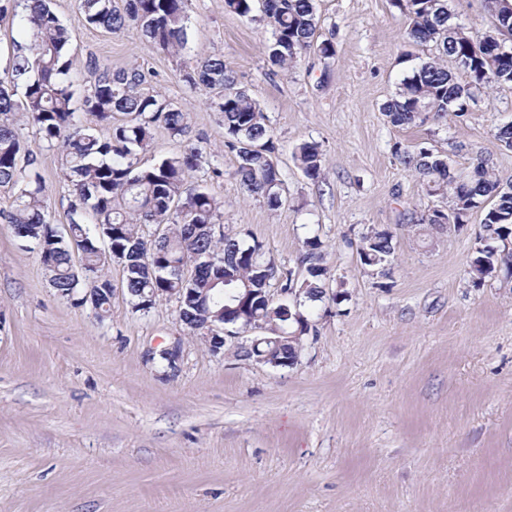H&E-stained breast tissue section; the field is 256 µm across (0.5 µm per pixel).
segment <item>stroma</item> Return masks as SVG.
I'll return each instance as SVG.
<instances>
[{
	"label": "stroma",
	"instance_id": "stroma-1",
	"mask_svg": "<svg viewBox=\"0 0 512 512\" xmlns=\"http://www.w3.org/2000/svg\"><path fill=\"white\" fill-rule=\"evenodd\" d=\"M51 6L79 59L140 67L187 112L186 135L156 128L140 165L188 142L211 148L189 182L221 197L227 229L260 243L293 284L318 237L326 293L307 303L314 328L286 368L241 359L231 341L215 353L185 337L175 300L135 310L116 264L99 319L83 290L51 288L37 250L4 220L12 197L0 190V512H512V279L472 283L480 213L460 227L420 224L441 201L394 153L426 147L467 172L484 151L512 183V150L494 138L512 122V86L474 92L461 117L391 125L385 105L434 54L408 42L393 0H316L315 39L335 54L311 50L286 70L267 60L260 11L242 17L224 0H188L179 58L134 29L87 26L74 0ZM213 53L268 117L278 210L244 192L220 114L182 80L181 68ZM16 131L37 151L65 230L57 156L31 125ZM304 142L323 151L322 181L293 159ZM372 228L393 234L384 276L360 265ZM177 340L170 368L160 353Z\"/></svg>",
	"mask_w": 512,
	"mask_h": 512
}]
</instances>
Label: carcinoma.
<instances>
[{"label": "carcinoma", "mask_w": 512, "mask_h": 512, "mask_svg": "<svg viewBox=\"0 0 512 512\" xmlns=\"http://www.w3.org/2000/svg\"><path fill=\"white\" fill-rule=\"evenodd\" d=\"M188 0H75L86 24L110 32L134 28L159 49L175 56L185 53L189 42ZM256 0H224V10L250 15ZM263 20L270 27L266 55L271 65L286 69L304 53L316 49L334 55L329 43L314 45L318 25L315 0H261ZM408 40L433 45L437 55L405 77L385 115L394 126H418L439 122L448 110L464 111L472 90L492 85H512V53L491 56L479 34L450 23L448 0H405ZM491 31L502 37L512 34V6L494 4ZM10 15L18 37L8 68L0 76V188L14 193L11 209L4 214L16 236L38 248L49 283L60 296L77 288L101 289L95 310L105 317L112 283L105 269L112 254L123 264V286L134 309L146 311L171 292L183 297L184 314L192 326H200L224 308V280L251 288L252 308L262 318L288 326L301 324L299 336L308 334L309 319L284 317V303H267L258 296L265 274L280 277L275 262L264 257L258 243L247 244L237 234L217 237L209 225L224 218V200L188 185V172L210 162L211 151L190 143L182 152L151 167L139 166L138 156L153 143V130L164 127L172 137L188 128L187 113L163 100L152 86V74L138 68L119 70L91 57L82 62L71 48V35L53 11L50 0H0V19ZM453 58L470 75L462 86L440 63ZM190 90L209 93V104L224 123V147L235 153V174L246 192L277 210L283 205L281 173L271 158L275 150L267 117L257 100L237 86L233 70L221 54L200 57L184 70ZM83 93V111L74 105L76 91ZM23 119L36 128L39 147L56 152L60 174L73 201L68 211L67 236H61L48 214L45 184L35 170L33 150L20 142L15 130ZM402 167L415 174L429 195L447 200L449 224L467 223L470 212L484 208L478 238L484 242L473 260L469 275L473 284L504 269L512 270V252L494 246L512 237V184L493 176L488 155H479L475 176L464 184L448 167V158L427 148L396 149ZM304 176L316 181L323 173L320 146L305 142L294 152ZM140 224H163L166 230L153 241L140 234ZM85 242L80 266H75L71 240ZM109 243V250L97 240ZM302 262L309 278L298 289L307 300L323 294L326 269L315 263L321 242L306 241ZM193 251L204 258L195 277L184 280L178 264ZM394 253L393 234L372 229L361 238L358 249L363 267L382 269Z\"/></svg>", "instance_id": "carcinoma-1"}]
</instances>
